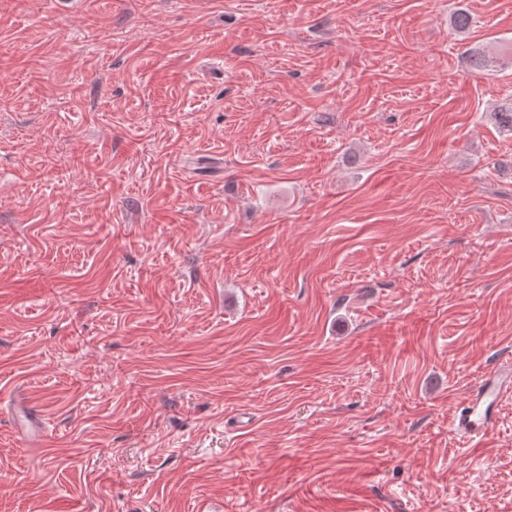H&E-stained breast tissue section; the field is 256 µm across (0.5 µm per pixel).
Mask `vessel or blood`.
<instances>
[{"mask_svg":"<svg viewBox=\"0 0 512 512\" xmlns=\"http://www.w3.org/2000/svg\"><path fill=\"white\" fill-rule=\"evenodd\" d=\"M511 396L512 372L500 368L489 371L453 413L454 431L467 439L487 435L497 423L503 400Z\"/></svg>","mask_w":512,"mask_h":512,"instance_id":"obj_1","label":"vessel or blood"}]
</instances>
